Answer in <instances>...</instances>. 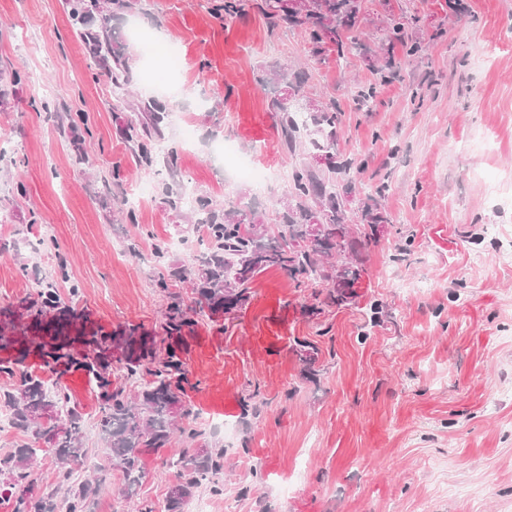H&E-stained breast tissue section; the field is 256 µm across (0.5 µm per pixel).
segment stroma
<instances>
[{"instance_id":"obj_1","label":"stroma","mask_w":512,"mask_h":512,"mask_svg":"<svg viewBox=\"0 0 512 512\" xmlns=\"http://www.w3.org/2000/svg\"><path fill=\"white\" fill-rule=\"evenodd\" d=\"M214 2L133 0L112 18L130 88L165 106L174 151L139 167L123 138L134 114L116 105L59 0H0V307L61 265L89 326L158 329L166 299L154 286L153 247L180 223L168 191L233 200L276 234L291 174L314 155L284 146L269 105L302 83L305 100L339 107L335 161L365 165L351 220L370 200L389 222L362 253L354 306L312 318L309 289L270 269L233 318L200 321L186 356L200 440L223 450V484L239 493L241 512H512V266L497 260L512 251V0H465L458 15L445 0H362L369 23L340 61L314 57L298 31L271 27L254 9L225 25ZM404 10L423 51L384 84L380 22ZM169 45L182 68L161 85L153 60ZM279 68L287 82L270 81ZM17 69L26 79L15 86ZM35 72L57 95L43 94ZM370 84L376 96L365 107L355 94ZM76 113L87 132L75 145L60 127ZM227 137L276 172L266 191L218 180L215 149ZM19 181L22 198L12 192ZM146 184L135 222L119 219L117 198L141 196ZM297 337L317 343L313 367L293 351ZM27 367L65 387L84 417L86 459L71 480L107 469L95 512H133L143 501L165 512L175 481L167 462L185 443L150 455L124 494L84 372H48L34 356Z\"/></svg>"}]
</instances>
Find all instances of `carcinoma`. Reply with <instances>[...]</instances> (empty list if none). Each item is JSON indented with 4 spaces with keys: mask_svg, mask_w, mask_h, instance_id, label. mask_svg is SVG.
Instances as JSON below:
<instances>
[{
    "mask_svg": "<svg viewBox=\"0 0 512 512\" xmlns=\"http://www.w3.org/2000/svg\"><path fill=\"white\" fill-rule=\"evenodd\" d=\"M248 0H224L215 12H224L229 23L241 18ZM264 0L259 9L275 25L296 29L319 59L334 55L342 59L354 49L355 39L346 32L368 22L360 16V0ZM63 7L75 21L74 34L89 58L103 69L106 81L116 96L126 94L127 67L123 56L112 47L109 22L115 9L130 7L129 0H63ZM389 39L400 40L404 57L417 55L418 43L403 41L402 17L384 19ZM137 120L127 127L125 137L134 161L150 164L157 157L162 132L159 127L162 107L153 100L139 99L131 104ZM275 112L285 114L281 133L289 147L301 144V133L318 121L330 127L326 139H312L315 151L328 152L336 144V103L321 109V116L295 115L297 104L276 98ZM326 177L308 165L295 169L282 201L283 224L279 240L265 238L264 225L253 210L236 206L215 208L197 198V208L189 212L192 222L204 225L207 250L197 266L167 267L159 273L154 287L166 293L167 305L160 323L161 332L140 326L119 327L110 334L89 329L86 320L71 305L78 286H70V298L63 299L57 281L68 280L64 267L59 279L45 281L36 295L12 309H0V350L14 355L0 358V376L14 381L13 388L0 391V405L10 410L12 424L32 433L33 441L0 455V475L7 480L0 486V501L12 512H93V489L89 482L66 489L64 504L54 493L35 491L31 466L44 444L57 460L58 484L68 480L70 465L82 461V417L71 404V395L62 386L51 385L43 375L25 368L28 357L36 353L46 367L75 366L83 370L96 387L102 406L99 431L109 449L112 468L122 472L125 493H130L144 474L143 458L171 443L174 435L194 442L200 433L188 423L185 385L189 383L183 358L188 350V335L198 319L230 317L250 298L255 277L269 269L284 271L296 285L311 286V314L324 308L354 304L364 268L360 250L377 242V226L387 222L372 205L361 207V222L348 223L350 187L338 192L336 168L328 167ZM175 283H188L195 294L184 304ZM299 360L315 364L319 349L307 341H296ZM118 364L124 380H146L136 395L123 383L112 381V363ZM178 483L166 498V512H184L192 489L202 485L215 488L224 473V450L201 445L184 450L168 462Z\"/></svg>",
    "mask_w": 512,
    "mask_h": 512,
    "instance_id": "1",
    "label": "carcinoma"
}]
</instances>
